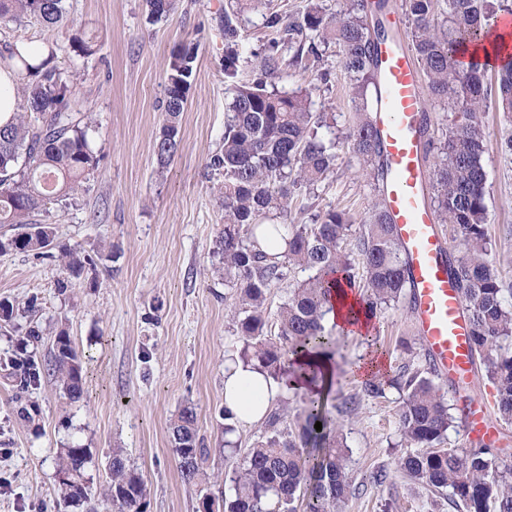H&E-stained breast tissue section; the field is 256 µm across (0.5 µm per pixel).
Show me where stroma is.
Returning a JSON list of instances; mask_svg holds the SVG:
<instances>
[{
	"mask_svg": "<svg viewBox=\"0 0 512 512\" xmlns=\"http://www.w3.org/2000/svg\"><path fill=\"white\" fill-rule=\"evenodd\" d=\"M226 0H179L168 18L153 22L145 0H64V20L51 29L36 20L0 22V37L52 45L60 69L78 74L84 106L93 118L90 142L100 159L72 205L54 213V241L44 253H0V299L31 306L16 327L0 329V512H106L102 488L113 449L124 452L150 493L145 512H196L200 488L186 484L172 449L170 424L184 405L197 412L199 436L210 450L208 477L231 471L224 457V360L242 340L229 317L236 297L225 288L213 252L224 222L206 162L224 137L229 97L224 87V38L218 20ZM92 46L77 55L73 39ZM198 44L196 71L180 120V147L158 168L154 143L163 125V87L172 51ZM329 87L316 105L333 106L337 130L354 105L339 56H329ZM481 118L488 140L483 158L491 256L512 283V153L501 136L512 118L487 106ZM374 195L356 161L340 151L334 173L309 201H296L290 220L308 210L338 207L364 219ZM62 245L80 247L88 260L80 278H67ZM40 331L33 348L47 358L57 330H66L85 358V395L64 397L53 379L18 394L7 362L28 328ZM336 337L326 409L341 429L355 496L344 512H451L399 469V395L358 397L353 372L370 356L364 335L327 323ZM372 335L394 374L402 363L425 364L408 300L382 312ZM89 448L85 472L91 497L65 506L58 495L56 453ZM387 472L375 483L374 471Z\"/></svg>",
	"mask_w": 512,
	"mask_h": 512,
	"instance_id": "1",
	"label": "stroma"
}]
</instances>
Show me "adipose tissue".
Segmentation results:
<instances>
[{
	"mask_svg": "<svg viewBox=\"0 0 512 512\" xmlns=\"http://www.w3.org/2000/svg\"><path fill=\"white\" fill-rule=\"evenodd\" d=\"M302 387L301 381L273 379L235 356L224 361V407L235 426L262 422L276 399Z\"/></svg>",
	"mask_w": 512,
	"mask_h": 512,
	"instance_id": "adipose-tissue-1",
	"label": "adipose tissue"
}]
</instances>
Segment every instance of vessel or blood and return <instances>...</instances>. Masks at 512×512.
Segmentation results:
<instances>
[{
  "instance_id": "1",
  "label": "vessel or blood",
  "mask_w": 512,
  "mask_h": 512,
  "mask_svg": "<svg viewBox=\"0 0 512 512\" xmlns=\"http://www.w3.org/2000/svg\"><path fill=\"white\" fill-rule=\"evenodd\" d=\"M394 32L379 44L374 125L388 175L381 188L409 269L416 332L431 367L452 381L466 411L469 439L493 442L505 435L491 397L473 393L475 364L463 299L448 275V246L432 206L420 124L426 88L417 59L402 33L400 0H390Z\"/></svg>"
}]
</instances>
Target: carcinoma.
I'll return each mask as SVG.
<instances>
[{
  "mask_svg": "<svg viewBox=\"0 0 512 512\" xmlns=\"http://www.w3.org/2000/svg\"><path fill=\"white\" fill-rule=\"evenodd\" d=\"M176 0H147L149 15L159 20L174 12ZM219 16L224 31V85L231 95L224 120V138L206 168L221 181L219 203L224 225L215 240V253L224 269V287L234 290L233 320L243 346L241 358L255 361L270 376L279 377L283 359L317 356L329 361L336 338L323 321L330 310L333 273L345 277V287L359 293V307L371 320L399 302L408 288L403 246L390 224L382 194L372 201L362 221L355 248L363 274H358L347 245L353 221L343 210L330 207L311 214L308 224L288 223L295 198L309 195L336 169L337 147L357 160L375 186L387 169L372 117L374 46L384 35L378 14L387 0H309L297 13H281L271 0H230ZM402 0L406 37L410 39L426 79L429 103L459 112L464 121L443 137L432 131L425 116V154L433 155L431 187L442 224L459 238L460 256L448 257V270L465 302L472 327L476 368L495 389L500 418L512 422V304L505 302L503 280L490 259L487 233L486 171L482 162L488 143L480 113L493 100L495 108L512 114V53L496 56L493 65L482 60L461 61L466 50L481 46L502 15H512V0ZM261 7L271 37L256 55L254 78L240 80L247 49L242 42L244 16ZM64 17L63 0H0V19L34 18L48 25ZM338 48L348 78L354 117L348 131L336 135L335 118L312 110L311 88L280 90L274 79L282 67L314 70L328 85L325 67L330 47ZM25 43L0 40V68L18 76L19 111L0 125V252H34L32 240L20 237L30 225L42 227L53 239L52 211L80 192L98 167L89 131L92 115L74 88V75L54 65L53 49L38 61L24 51ZM198 44H182L171 53L163 90L165 122L156 139L158 167L169 165L180 145V119L196 69ZM493 72L494 83L485 82ZM280 252L270 255L258 246V236L279 234ZM63 270L78 278L87 259L75 247H59ZM311 275L291 284L277 313L272 332L266 301L270 289L288 281L297 269ZM18 392L36 390L43 375L56 379L64 395L78 399L84 392L81 355L65 330L56 333L51 358L36 362L26 353L11 358ZM430 369L409 360L395 376L361 381L363 395L378 398L386 389L402 394L398 411L401 442L409 448L400 467L433 495L448 494L455 512H512V466L498 461L494 448L440 447L453 427L447 395ZM274 413L264 434L248 450L229 477L231 493L209 492L217 512H343L352 494L343 434L328 428L324 394L310 392L297 424L283 423ZM322 423L316 431L315 423ZM197 413L185 406L171 426L173 452L185 483L204 475L202 464L210 449L200 446ZM88 449L77 445L58 452L57 482L66 504H80L91 494L85 477ZM106 496L112 512H143L148 495L142 477L121 452L110 463Z\"/></svg>",
  "mask_w": 512,
  "mask_h": 512,
  "instance_id": "carcinoma-1",
  "label": "carcinoma"
}]
</instances>
